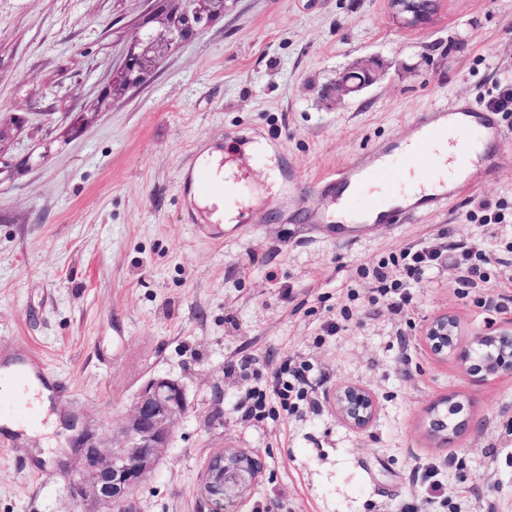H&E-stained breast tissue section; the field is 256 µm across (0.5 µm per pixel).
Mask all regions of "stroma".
<instances>
[{"instance_id":"1","label":"stroma","mask_w":512,"mask_h":512,"mask_svg":"<svg viewBox=\"0 0 512 512\" xmlns=\"http://www.w3.org/2000/svg\"><path fill=\"white\" fill-rule=\"evenodd\" d=\"M154 0H0V119L19 117L0 175V363L22 350L54 373L33 436L0 443V512H80L67 473L74 418L118 423L148 379L180 381L189 408L137 512H210L197 488L212 454L242 448L262 472L235 512H512V375L473 381L430 352L425 326L462 337L512 318V112L479 176L440 209L365 226L359 240L305 220L332 203L322 176L411 135L418 113L454 100L486 108L512 83V0H436L421 27L390 0H227L149 80L104 94ZM380 79L335 101L355 61ZM265 142L272 155L247 153ZM248 180L245 221L194 222L180 181L204 152ZM501 214L502 223L485 218ZM490 256L466 281L459 243ZM441 256L393 310L368 271L413 244ZM335 335H326L330 324ZM287 361L312 386L287 423L246 417L245 393ZM371 392L362 430L342 421V385ZM455 396L469 425L442 445L431 405Z\"/></svg>"}]
</instances>
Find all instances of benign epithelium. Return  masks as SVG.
Instances as JSON below:
<instances>
[{
	"label": "benign epithelium",
	"mask_w": 512,
	"mask_h": 512,
	"mask_svg": "<svg viewBox=\"0 0 512 512\" xmlns=\"http://www.w3.org/2000/svg\"><path fill=\"white\" fill-rule=\"evenodd\" d=\"M396 13L407 24L419 26L432 14L435 0H391ZM224 12V0H167V7L154 14L150 28L130 42L121 63L112 68L110 92H125L119 75L133 70L150 76L164 55L178 46L183 24L202 30ZM380 59L357 61L351 71L336 78L330 92L341 100L372 85L380 77ZM423 341L430 350L458 362L465 374L485 381L502 373H512V322L497 331L480 332L463 342L458 322L441 316L425 328ZM183 386L170 378H151L137 393L118 429L99 434L86 428L74 437L77 461L73 491L81 498L83 512H134L132 499L153 473L175 430L187 411ZM336 409L342 419L363 429L373 418L376 401L367 390L346 385L336 393ZM463 406L450 395L433 405L429 434L442 444H450L462 433L466 420L460 418ZM261 473V462L252 453L227 448L210 459L200 491L211 503V512H235V506L251 491Z\"/></svg>",
	"instance_id": "7a95c632"
}]
</instances>
